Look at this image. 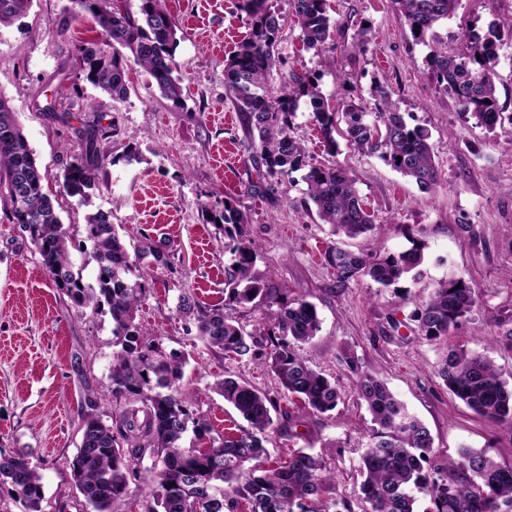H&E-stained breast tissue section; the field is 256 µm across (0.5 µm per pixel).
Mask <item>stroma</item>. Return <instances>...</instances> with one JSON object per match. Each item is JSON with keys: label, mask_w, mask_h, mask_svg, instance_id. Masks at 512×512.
Returning a JSON list of instances; mask_svg holds the SVG:
<instances>
[{"label": "stroma", "mask_w": 512, "mask_h": 512, "mask_svg": "<svg viewBox=\"0 0 512 512\" xmlns=\"http://www.w3.org/2000/svg\"><path fill=\"white\" fill-rule=\"evenodd\" d=\"M68 4L33 0L26 15L0 26V96L38 158L44 189L57 200L72 238L70 258L86 284L96 282L85 232L90 209L110 212L128 252L148 241L167 244V265L149 258L136 265L148 286L137 322L165 350L187 354L183 384L214 434L243 423L214 392L215 381L247 380L276 398L275 423L292 426L269 434L270 460L300 448L323 454L336 472L337 499L354 500L372 428L353 387L358 369L385 381L426 425L432 460L442 463L473 448L512 463V432L475 415L437 375L449 348L457 347L490 357L512 376V351L490 341L498 326L512 327V130L476 125L428 79L430 46L413 39L392 0H329L338 24L334 48H306L291 24L278 46L290 63L317 77L330 105L352 99L373 108L375 88L384 83L406 120L431 134L439 182L428 193L378 156L344 143L335 156L377 221L378 246L397 253L414 239L425 245L417 275L388 288L366 277L341 279L328 265L331 248L358 251L366 243L332 235L302 180L271 187L259 178L260 159L224 76L225 60L251 29L242 0H166L177 22L175 75L183 88L177 104L133 65L125 98L89 84L76 63L77 48L100 40L101 32L90 13L68 20ZM511 17L512 0H459L434 32L437 41L460 48L469 31ZM63 20L68 31L62 35ZM365 27L370 42L353 52ZM105 126L112 135L97 142L106 162L87 208L65 195L63 170L85 133ZM228 199L248 216L246 232L259 247L255 270L265 286L280 299L302 297L317 308L321 330L301 353L339 384L333 412H306L281 396L263 360L208 349L197 338L195 311L181 307L186 299L224 302L228 238L208 215ZM454 279L473 290L475 307L448 338L423 340L419 308L440 283ZM112 328L108 311L77 307L54 287L25 226L0 212V454L28 455L42 476L41 512H91L72 483L70 462L84 414L116 418L123 411L110 392ZM350 357L356 369L348 368Z\"/></svg>", "instance_id": "1"}]
</instances>
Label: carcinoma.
<instances>
[{
  "instance_id": "cac0c4a2",
  "label": "carcinoma",
  "mask_w": 512,
  "mask_h": 512,
  "mask_svg": "<svg viewBox=\"0 0 512 512\" xmlns=\"http://www.w3.org/2000/svg\"><path fill=\"white\" fill-rule=\"evenodd\" d=\"M459 0H395L412 37L425 42L436 25L451 18ZM69 13H91L103 40L79 46L77 58L85 80L113 98L128 93V63L142 68L161 96L180 103L182 88L174 76L173 46L177 25L164 0H140L137 13L112 5L111 0H70ZM31 0H11L0 8V26L24 15ZM292 21L300 28L303 43L320 50L335 40L336 25L328 13V0H288ZM251 18V32L226 60L224 75L233 95L251 146L259 153L270 183H279L304 171L306 194L319 219L334 235L369 236L375 220L363 207L349 172L334 163L307 161L302 143L292 135L299 103L306 98L311 118L323 138L325 151L335 156L337 125L344 124L349 146L361 154H376L397 173L430 190L438 182L429 131L409 124L389 99L387 88L376 86L375 111L349 102L341 110L325 101L317 79L305 71L289 70L279 93L266 85L273 68L284 64L278 42L284 28L282 15L268 0H243ZM512 36V20L496 22L488 32L471 33L467 51L454 53L434 46L426 59L429 74L453 95L461 110L476 124L493 130L502 125L503 111L496 96L495 71L502 32ZM0 188L22 172L27 188L21 199L0 192L8 206L9 220L26 225L50 279L78 307L95 312L108 308L112 318L113 345L109 379L115 400L140 403L110 425L100 414L83 418L82 440L70 463L74 487L93 512H111L112 504L131 496L130 480L150 489L154 505L146 512H326L321 508L336 484V474L322 456L302 449L288 459L264 467L263 442L274 420L276 400L246 381L226 377L214 389L248 423L234 433L211 435L210 425L192 409L190 393L181 386L187 364L182 353L168 352L160 341L140 331L137 311L146 286L131 278L136 261L112 224L109 214L89 215L86 235L93 243L97 287L89 288L70 260V235L51 198L44 192L35 153L29 147L14 112L0 97ZM107 129L86 139L84 153L72 156L65 167L63 189L82 206L90 203L102 162L95 140ZM224 224L232 256L224 288L225 306L237 307L260 300L267 305L266 319L258 327H245L220 305H198V337L210 349L228 356L265 357L283 392L317 413L336 410L341 390L336 380L314 369L301 355V345L320 331L316 306L304 298L288 302L262 285L255 272L256 243L247 238L248 220L236 207H224L212 223ZM424 260V245L395 255L371 247L352 252L336 247L328 264L343 279L364 276L383 288L396 284ZM476 304L471 288L444 282L418 312L419 331L428 341L446 339ZM347 364L355 374L354 389L372 415V429L362 456V482L358 501L362 512H417L413 491L429 501L424 512H512V465L496 461L484 450L462 449L458 457L432 465L428 451L433 439L427 427L411 416L379 378L361 372L352 358ZM443 384L457 399L481 417L512 432V387L486 356L469 355L450 348L438 370ZM143 419H138V414ZM194 447L183 445L188 432ZM152 466L140 467L145 451ZM8 483L28 512H40L44 497L42 477L29 459L17 454L0 457V484Z\"/></svg>"
}]
</instances>
